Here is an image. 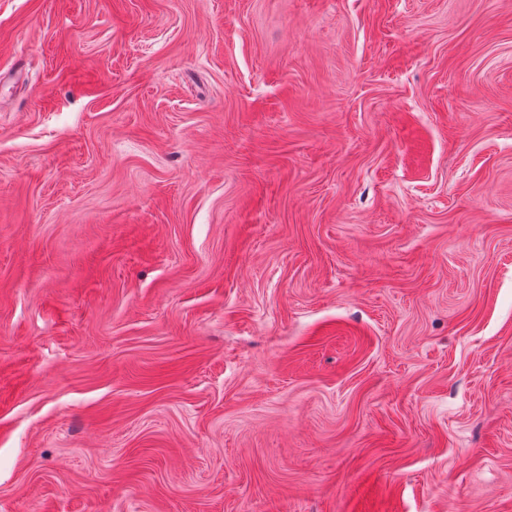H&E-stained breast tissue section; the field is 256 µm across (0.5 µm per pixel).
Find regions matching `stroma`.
<instances>
[{
  "mask_svg": "<svg viewBox=\"0 0 512 512\" xmlns=\"http://www.w3.org/2000/svg\"><path fill=\"white\" fill-rule=\"evenodd\" d=\"M0 512H512V0H0Z\"/></svg>",
  "mask_w": 512,
  "mask_h": 512,
  "instance_id": "obj_1",
  "label": "stroma"
}]
</instances>
